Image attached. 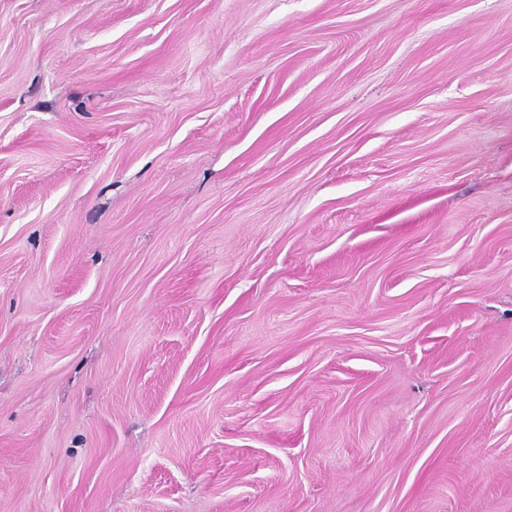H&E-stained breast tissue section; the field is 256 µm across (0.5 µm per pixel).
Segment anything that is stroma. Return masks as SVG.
<instances>
[{
    "label": "stroma",
    "mask_w": 512,
    "mask_h": 512,
    "mask_svg": "<svg viewBox=\"0 0 512 512\" xmlns=\"http://www.w3.org/2000/svg\"><path fill=\"white\" fill-rule=\"evenodd\" d=\"M0 512H512V0H0Z\"/></svg>",
    "instance_id": "stroma-1"
}]
</instances>
